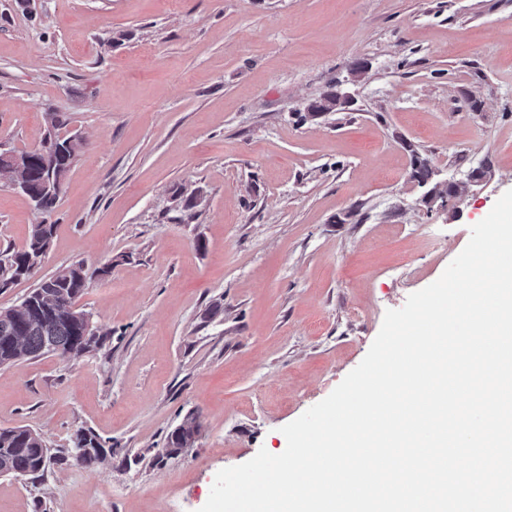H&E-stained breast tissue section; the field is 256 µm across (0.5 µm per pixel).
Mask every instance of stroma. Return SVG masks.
<instances>
[{"instance_id": "stroma-1", "label": "stroma", "mask_w": 512, "mask_h": 512, "mask_svg": "<svg viewBox=\"0 0 512 512\" xmlns=\"http://www.w3.org/2000/svg\"><path fill=\"white\" fill-rule=\"evenodd\" d=\"M335 81L353 105L303 119ZM52 112L83 146L52 214L0 187V251L56 227L0 309L81 262L106 341L0 367V429L112 454L0 476V512H199L512 189V0H0V152ZM416 153L455 206L423 203ZM200 424L197 417L190 414L184 418L177 431H172L168 435L167 453H177L181 448H186L192 442L195 434H197ZM170 448V449H169ZM75 447L92 448L94 454L84 457L83 464L85 465L95 463L98 460H101L104 457L105 453L107 454L106 448L102 447L97 435H95L92 431L89 430H79L77 432Z\"/></svg>"}]
</instances>
